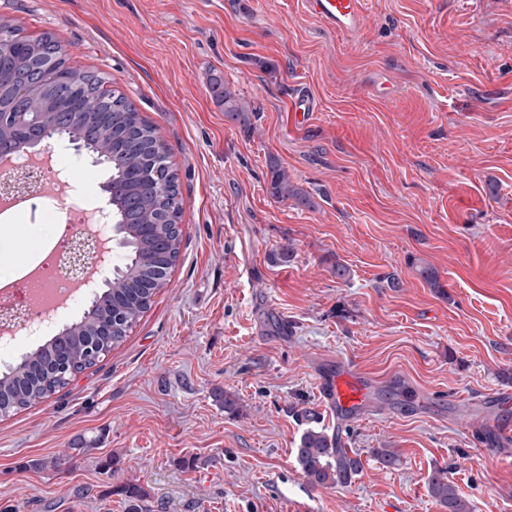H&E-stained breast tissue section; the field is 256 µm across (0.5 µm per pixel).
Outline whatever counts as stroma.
Segmentation results:
<instances>
[{"instance_id": "1", "label": "stroma", "mask_w": 512, "mask_h": 512, "mask_svg": "<svg viewBox=\"0 0 512 512\" xmlns=\"http://www.w3.org/2000/svg\"><path fill=\"white\" fill-rule=\"evenodd\" d=\"M0 16L108 73L182 195L179 259L125 341L0 418V512H126L129 483L152 512H445L437 468L472 512H512V404L493 398L512 391V0H368L355 40L304 0H0ZM215 74L250 125L216 104ZM53 147L75 163L70 202L105 203L107 172ZM273 157L312 207L270 196ZM57 208L0 226V282L41 262ZM347 359L374 391L340 426L362 467L315 487L294 450L320 372ZM81 437L88 455L29 467Z\"/></svg>"}]
</instances>
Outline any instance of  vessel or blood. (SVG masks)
I'll return each instance as SVG.
<instances>
[{
    "mask_svg": "<svg viewBox=\"0 0 512 512\" xmlns=\"http://www.w3.org/2000/svg\"><path fill=\"white\" fill-rule=\"evenodd\" d=\"M305 5L308 13L327 30L355 38L364 27L365 0H305ZM318 396L316 415L327 412L361 416L369 407L370 387L358 366L348 362L321 377Z\"/></svg>",
    "mask_w": 512,
    "mask_h": 512,
    "instance_id": "b4317fda",
    "label": "vessel or blood"
}]
</instances>
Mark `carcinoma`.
<instances>
[{"label":"carcinoma","mask_w":512,"mask_h":512,"mask_svg":"<svg viewBox=\"0 0 512 512\" xmlns=\"http://www.w3.org/2000/svg\"><path fill=\"white\" fill-rule=\"evenodd\" d=\"M110 82L103 71L71 66L66 48L52 34L26 37L12 20L0 19V146L18 147L44 134L78 143L104 159L108 182L115 188L112 211L125 226L121 236L127 240L125 262L112 273V287L102 289L90 308L18 362L0 366V416L49 398L124 342L179 257L182 202L169 149L157 127L125 94L108 88ZM211 89L226 116L247 122L248 113L221 77L212 78ZM158 170L166 172L167 179L157 188L153 180ZM270 176L274 198L309 202L274 161ZM101 321L112 323V335L105 345L96 346L89 324ZM295 459L313 486L348 484L361 468L360 459L332 445L331 436L315 428L302 434ZM428 489L447 512H471L448 481L446 469L433 471ZM123 492L127 512H149L138 487L130 484Z\"/></svg>","instance_id":"obj_1"}]
</instances>
